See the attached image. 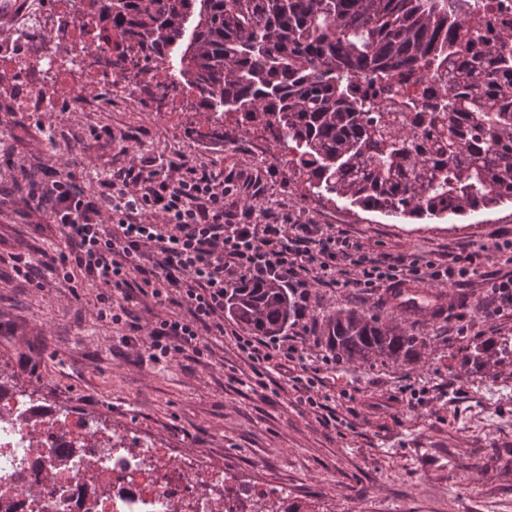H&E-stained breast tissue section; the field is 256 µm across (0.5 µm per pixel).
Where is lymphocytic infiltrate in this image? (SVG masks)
Masks as SVG:
<instances>
[{
	"mask_svg": "<svg viewBox=\"0 0 512 512\" xmlns=\"http://www.w3.org/2000/svg\"><path fill=\"white\" fill-rule=\"evenodd\" d=\"M45 191L32 197L57 225L61 246L40 260L18 256L15 272L31 277L43 266L68 288H97V318L130 321L136 296L152 298L166 313L147 328L132 323L134 343L153 361L185 352L203 356L210 339L224 335V302L243 283L277 281L293 297L292 336H236L235 345L254 373L266 367L300 369L295 381L310 406H317L321 365L305 342L312 284L337 285L344 267L357 271L356 283L373 288L399 279L401 265L362 250L348 238L324 233L316 224L260 222L230 202L233 176L199 169L185 161L149 157L112 171L99 196L87 195L79 178L54 166L41 169ZM149 277L135 279L142 261Z\"/></svg>",
	"mask_w": 512,
	"mask_h": 512,
	"instance_id": "lymphocytic-infiltrate-1",
	"label": "lymphocytic infiltrate"
}]
</instances>
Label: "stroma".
Instances as JSON below:
<instances>
[{
  "mask_svg": "<svg viewBox=\"0 0 512 512\" xmlns=\"http://www.w3.org/2000/svg\"><path fill=\"white\" fill-rule=\"evenodd\" d=\"M202 123L189 107L172 121L128 104L49 112L38 123L0 112V373L47 403L108 414L170 447L205 451L243 479L305 494L316 506L334 502L335 512H512V361L477 370L465 363L475 346L512 336V308H483L491 281L512 276V204L431 220L394 219L341 199L315 197L304 206L287 175L258 163L245 131H234L228 146L179 136V128ZM101 128L111 129V146L95 142ZM139 131L142 141H132ZM11 154L31 168L74 172L92 194L133 158L179 157L234 174L235 194L257 215L318 224L406 264H446L478 249L481 267L433 282L452 301L428 320L395 314L387 282L361 288L350 272L339 286L314 288L312 354H329L321 325L339 309L400 318L425 346L418 361L403 365L340 359L322 366L328 407L313 408L279 370L258 376L238 357L232 320L204 356L155 363L123 343L127 327L96 318L95 289L71 293L45 270L33 282L16 277L13 255L49 249L58 232L48 228V214L29 211L33 188L8 168ZM38 224L44 232H35Z\"/></svg>",
  "mask_w": 512,
  "mask_h": 512,
  "instance_id": "35a3bbf8",
  "label": "stroma"
}]
</instances>
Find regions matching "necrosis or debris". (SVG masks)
<instances>
[{
  "mask_svg": "<svg viewBox=\"0 0 512 512\" xmlns=\"http://www.w3.org/2000/svg\"><path fill=\"white\" fill-rule=\"evenodd\" d=\"M87 0L71 4L72 38L93 41V53L75 57L50 24L58 0H0L8 35L0 36V73L13 75L9 101L39 119L46 112H96L134 102L170 118L171 110L145 99L151 68L122 57L123 25L89 16ZM198 112L208 115L209 136L226 127L249 129L253 153L263 167L279 169L295 155L292 146L268 150L278 136L267 115L210 111L196 93ZM0 512H311L288 494L240 480L236 470L208 454L183 453L105 416L91 419L41 404L36 393L0 377Z\"/></svg>",
  "mask_w": 512,
  "mask_h": 512,
  "instance_id": "necrosis-or-debris-1",
  "label": "necrosis or debris"
}]
</instances>
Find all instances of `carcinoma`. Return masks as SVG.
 <instances>
[{
  "mask_svg": "<svg viewBox=\"0 0 512 512\" xmlns=\"http://www.w3.org/2000/svg\"><path fill=\"white\" fill-rule=\"evenodd\" d=\"M126 24L136 57L162 52L157 85L199 90L215 112L272 113L295 144L293 184L398 219L512 203V27L483 0H92ZM438 77L431 91L420 90ZM224 310L278 336L277 282L232 290ZM337 357L415 358L422 337L355 310L325 321ZM499 340L474 360L512 355Z\"/></svg>",
  "mask_w": 512,
  "mask_h": 512,
  "instance_id": "1",
  "label": "carcinoma"
}]
</instances>
